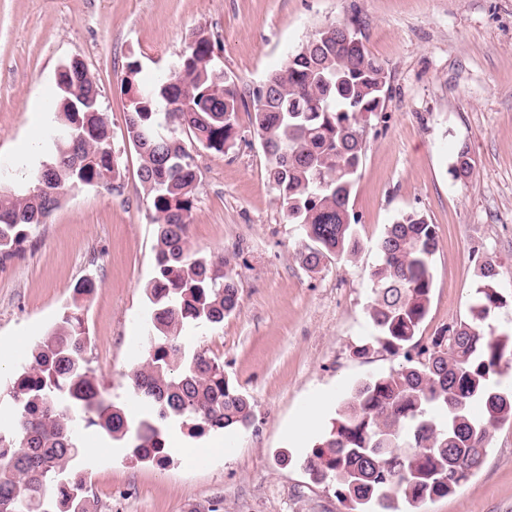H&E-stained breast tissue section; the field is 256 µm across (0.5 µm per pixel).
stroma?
<instances>
[{"instance_id":"obj_1","label":"stroma","mask_w":512,"mask_h":512,"mask_svg":"<svg viewBox=\"0 0 512 512\" xmlns=\"http://www.w3.org/2000/svg\"><path fill=\"white\" fill-rule=\"evenodd\" d=\"M351 18L390 75L382 112L363 123L365 156L350 202L359 253L314 271L303 266L304 241L266 179L247 113L228 153L200 151L190 246L224 254L241 300L221 327L183 332L181 341L223 362L251 403L252 424L199 439L173 427L162 466L132 461L123 443L78 427L75 468L96 512H190L215 499L223 512H348L334 487L311 481L303 460L352 386L400 363L357 353L372 334L371 273L387 225L418 213L437 226L421 343L470 319L485 284L480 263L495 266V287L512 296V0H0V166H16L22 185L46 161L57 71L77 58L101 90L123 173L114 191H68L22 256L0 266L5 419L6 381L30 362L83 280L96 284L84 310L91 365L130 416L141 413L126 374L147 348L144 287L156 238L126 136L128 63L139 61L149 78L201 29L217 42L225 72L256 85L319 28ZM463 145L476 166L460 181L450 167ZM317 401L318 427L295 433ZM416 512H512V421L493 430L465 485Z\"/></svg>"}]
</instances>
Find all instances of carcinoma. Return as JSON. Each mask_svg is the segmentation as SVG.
Instances as JSON below:
<instances>
[{
    "mask_svg": "<svg viewBox=\"0 0 512 512\" xmlns=\"http://www.w3.org/2000/svg\"><path fill=\"white\" fill-rule=\"evenodd\" d=\"M346 27L357 31L354 20L324 26L255 86L220 69L209 38L188 46L141 88L140 64L128 63L121 86L133 92L126 132L138 151L157 240L155 272L145 288L152 306L144 327L148 348L128 374L129 393L143 411L130 418L91 367L82 312L95 284L84 280L37 343L32 362L10 380L13 414L0 422V512H93L86 481L74 471L79 422L159 466L168 461L167 435L176 424L192 438L249 428L250 402L224 374V363L201 345L188 353L180 341L187 328L219 326L240 301L224 255L191 252L198 165L183 135L225 153L241 139L239 112L249 114L268 183L303 235L302 263L315 270L330 257L357 252L350 200L365 153L360 120L383 107L389 73L366 46L339 41ZM68 68L50 105L58 114L47 132L50 157L24 190L0 186V263L24 252L62 192L112 190L122 179L98 85L81 63ZM473 169L463 145L451 172L465 180ZM437 249L436 226L423 215L404 214L388 226L371 276L375 336L357 354L378 348L403 362L356 384L304 460L311 480L334 483L354 512H400V502L415 508L454 493L483 464L492 429L512 421V392L497 381L512 367V332L497 335L481 326L507 304L493 286L498 272L491 263L479 267L487 284L471 308L473 319L448 326L428 345L416 340L428 314ZM476 403L484 407L481 416L472 412Z\"/></svg>",
    "mask_w": 512,
    "mask_h": 512,
    "instance_id": "obj_1",
    "label": "carcinoma"
}]
</instances>
